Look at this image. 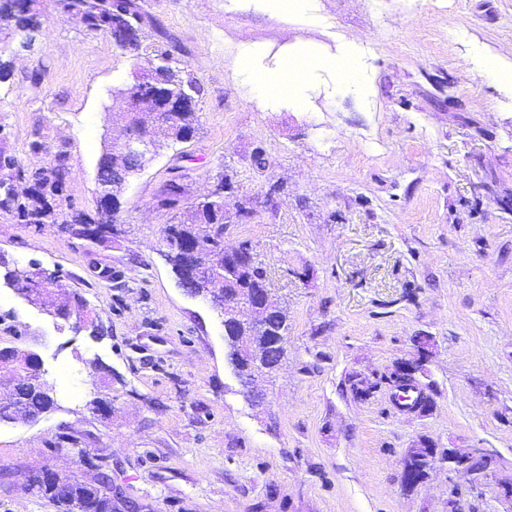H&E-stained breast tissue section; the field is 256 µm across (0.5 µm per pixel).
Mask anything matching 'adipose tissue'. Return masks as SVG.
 I'll use <instances>...</instances> for the list:
<instances>
[{
	"label": "adipose tissue",
	"mask_w": 512,
	"mask_h": 512,
	"mask_svg": "<svg viewBox=\"0 0 512 512\" xmlns=\"http://www.w3.org/2000/svg\"><path fill=\"white\" fill-rule=\"evenodd\" d=\"M239 73L249 81L258 97L280 95L301 100L303 88L311 72L322 68L340 70L344 75L342 88L347 92L357 91L362 85V63L351 54H341L316 61L299 58L283 61L272 72L255 71L251 66L250 53H241L238 58Z\"/></svg>",
	"instance_id": "1"
}]
</instances>
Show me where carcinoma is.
<instances>
[{
    "instance_id": "carcinoma-1",
    "label": "carcinoma",
    "mask_w": 512,
    "mask_h": 512,
    "mask_svg": "<svg viewBox=\"0 0 512 512\" xmlns=\"http://www.w3.org/2000/svg\"><path fill=\"white\" fill-rule=\"evenodd\" d=\"M35 0L23 4V0H0V30L26 31L30 34L40 31L44 25V14L35 8ZM65 12L79 19L90 32L110 35L119 23L123 27L143 36L152 20L144 11L140 0H60ZM158 58L164 63L152 67L150 79L163 83L162 91L175 97L200 98L202 87L183 68L172 64L171 54L162 52ZM198 121L197 113L183 115V124L175 130L159 128L157 133L167 138L168 143L186 141L185 134H194ZM67 157L60 152L47 167L30 172L31 190L24 195L9 191L0 199V207L16 213L19 220L27 224L54 223L64 217V208L69 201L63 196L68 170ZM234 192L232 178L228 174L217 178L211 192L204 198L182 208L181 185L164 194L161 205L169 210H183V219L169 224L163 230V240L172 268L177 276L183 275L179 264V253L184 245L190 244L197 252L199 263L204 266L202 275L196 277L193 293L207 298H224L241 307H248L263 294L266 287V273L257 260H251L246 267L225 275L228 268L224 255V190ZM76 306L82 316H87V301L78 293L65 304L57 303L56 285L47 288L46 308L62 312ZM224 343L227 357L236 374L244 379L253 376L251 362L269 365L277 360L278 350L273 344L282 336H288V313L280 303L268 296L265 308L253 311V315L236 323L223 319ZM0 388L8 389V395L0 399V423H10L19 418L38 420L54 407L53 386L47 379L41 362L35 355L16 346L0 347ZM76 436L60 431L49 440V447L59 453L76 446ZM78 461L98 471L96 484H86L67 474L55 473L50 484H37L31 476L37 471L24 474L21 488L46 499L56 512H76L88 497L93 498L95 512H128L131 507L142 508L127 495L117 497L112 491V467L105 455L93 448L83 449Z\"/></svg>"
}]
</instances>
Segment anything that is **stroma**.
<instances>
[{"instance_id":"stroma-1","label":"stroma","mask_w":512,"mask_h":512,"mask_svg":"<svg viewBox=\"0 0 512 512\" xmlns=\"http://www.w3.org/2000/svg\"><path fill=\"white\" fill-rule=\"evenodd\" d=\"M31 47L10 38L0 81V152L19 165L0 182L27 192V169L65 151L73 213L95 215L113 88L135 64L170 51L200 82L193 138L162 149L120 197L121 232L94 244L58 224H25L0 209V345L38 354L56 406L0 424V512H54L19 487L49 465L85 483L95 470L54 454L59 429L101 449L112 479L147 512H503L512 480V82L480 76L477 53L512 61V0H314L281 12L271 0H144L155 22L139 57L88 32L57 0ZM252 37L236 38L240 27ZM285 34L283 44L268 32ZM321 57L360 56L364 88L340 91L313 73L304 104L259 100L236 74L242 50L261 72L299 45ZM41 142L35 152L32 142ZM263 152L266 165L252 157ZM230 175L255 210L226 247L249 242L288 311L287 352L262 378L260 405L241 393L224 326L181 287L162 238L174 212L157 205L178 177L185 203ZM286 190L268 198L270 185ZM54 274L88 302L105 333L92 338L27 302L14 268ZM107 280H98V272ZM431 337L421 415L389 387L353 396L349 379L379 376ZM110 366L112 411L92 414ZM487 448L500 464L480 496L467 477L432 470L413 490L400 458L421 441Z\"/></svg>"}]
</instances>
